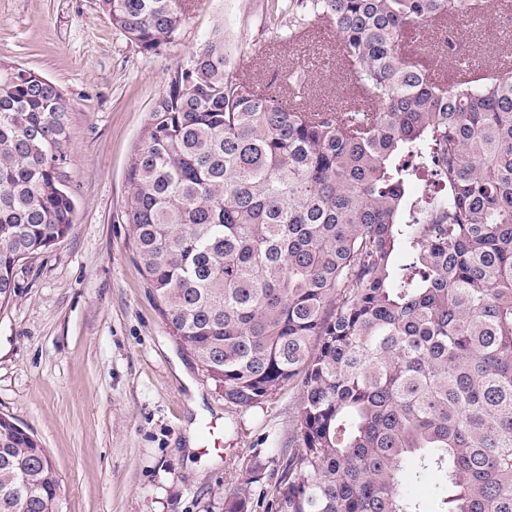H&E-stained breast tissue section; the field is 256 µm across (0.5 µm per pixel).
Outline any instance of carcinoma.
<instances>
[{
  "mask_svg": "<svg viewBox=\"0 0 512 512\" xmlns=\"http://www.w3.org/2000/svg\"><path fill=\"white\" fill-rule=\"evenodd\" d=\"M147 53L182 0H97ZM484 0H309L359 94L307 110L232 66L215 29L154 103L126 211L156 306L232 407L300 385L270 512H512V72L448 87L402 52ZM69 103L0 61V307L66 237ZM427 200L417 215L416 184ZM256 459L221 512H254ZM442 480L429 507L411 487ZM36 435L0 415V512H56Z\"/></svg>",
  "mask_w": 512,
  "mask_h": 512,
  "instance_id": "carcinoma-1",
  "label": "carcinoma"
}]
</instances>
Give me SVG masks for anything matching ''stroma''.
I'll use <instances>...</instances> for the list:
<instances>
[{
    "mask_svg": "<svg viewBox=\"0 0 512 512\" xmlns=\"http://www.w3.org/2000/svg\"><path fill=\"white\" fill-rule=\"evenodd\" d=\"M179 33L142 52L97 0H0V60L56 83L70 104L63 179L75 204L69 235L16 271L0 308V414L33 432L60 484L58 512H218L254 456L288 454L299 389L251 408L228 406L157 309L124 220L127 166L170 75L223 27L231 63L254 82L294 93L307 67L306 105L352 96L339 37L283 40L290 13L275 0H185ZM460 54L512 58V10L487 0L457 16Z\"/></svg>",
    "mask_w": 512,
    "mask_h": 512,
    "instance_id": "35a3bbf8",
    "label": "stroma"
}]
</instances>
